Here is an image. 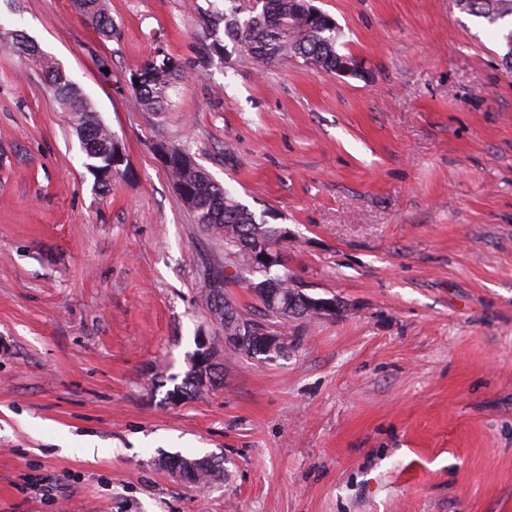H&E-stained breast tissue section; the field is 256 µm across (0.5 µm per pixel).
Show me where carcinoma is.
I'll list each match as a JSON object with an SVG mask.
<instances>
[{"label":"carcinoma","instance_id":"1","mask_svg":"<svg viewBox=\"0 0 512 512\" xmlns=\"http://www.w3.org/2000/svg\"><path fill=\"white\" fill-rule=\"evenodd\" d=\"M306 3L307 0H249V5L229 15L206 18L205 26L213 28L224 24V35L237 51L260 65L294 57L336 72L349 55L337 50L339 32L335 21L327 15L317 18L306 12ZM455 5L486 19L491 26L512 17V0H455ZM75 6L101 33L112 34V17L101 0H75ZM11 49L41 63L49 88L77 118L78 135L88 159L86 166L97 188L108 189L111 185L108 170H120L109 128L97 118L88 101L59 67L41 61L35 45L24 35L14 34ZM187 75V67L180 60L156 51L137 69V83L132 85L134 96L143 110L165 112L169 91L183 83ZM188 156L185 148H174L165 170L202 231L224 242V266L210 269L201 283V299L210 320L218 324L226 336L243 333V326L251 317L227 292L230 284L243 283L264 306L268 322H278L280 311L288 309V293L295 287L284 250L288 231L258 218L197 162H187ZM265 252L276 256L273 267L257 265L244 274L236 272L237 258ZM201 355L199 349L194 352L190 369L181 384L167 393V399L196 396L201 372L206 374L210 388L221 385L223 362L208 364ZM161 463L169 474L190 485H210L222 475L223 469V462L211 457L176 455Z\"/></svg>","mask_w":512,"mask_h":512}]
</instances>
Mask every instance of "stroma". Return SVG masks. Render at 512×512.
Here are the masks:
<instances>
[{"label":"stroma","mask_w":512,"mask_h":512,"mask_svg":"<svg viewBox=\"0 0 512 512\" xmlns=\"http://www.w3.org/2000/svg\"><path fill=\"white\" fill-rule=\"evenodd\" d=\"M357 76L234 52L195 62L234 0H0L83 91L129 173L94 187L73 116L0 42V512H512V66L453 0H313ZM192 65L169 111L136 103L154 51ZM189 150L288 230L303 291L287 357L224 354L173 403L224 263L154 147ZM86 439V457L69 451ZM218 457L200 491L159 465ZM75 6L80 14L101 33L112 34V17L103 8L100 0H76Z\"/></svg>","instance_id":"35a3bbf8"}]
</instances>
